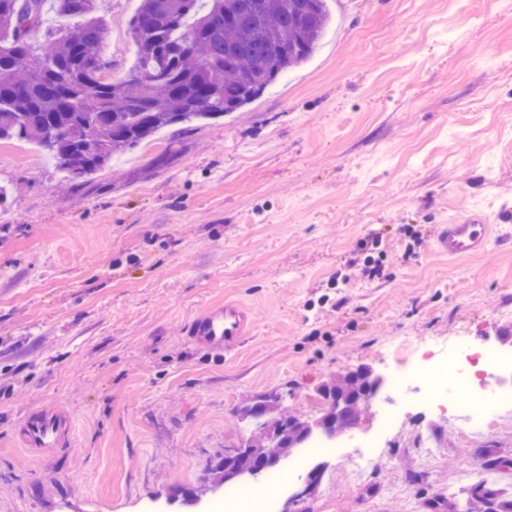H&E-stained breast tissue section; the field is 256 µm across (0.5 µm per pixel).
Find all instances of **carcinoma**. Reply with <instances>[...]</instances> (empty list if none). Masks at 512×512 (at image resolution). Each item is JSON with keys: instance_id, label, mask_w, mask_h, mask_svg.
<instances>
[{"instance_id": "cac0c4a2", "label": "carcinoma", "mask_w": 512, "mask_h": 512, "mask_svg": "<svg viewBox=\"0 0 512 512\" xmlns=\"http://www.w3.org/2000/svg\"><path fill=\"white\" fill-rule=\"evenodd\" d=\"M75 20L58 36L35 42L47 2ZM102 0H0V141L37 143L65 169L83 175L162 128L216 119L252 102L268 85L304 63L322 40L326 0H141L130 34L138 64L112 82L103 61ZM367 385L363 369L319 390L339 396L346 428L358 417ZM240 415L260 414L271 428L249 436L254 449L236 466L290 450L277 435L280 406L263 397ZM512 512V493L492 485L469 490L463 512Z\"/></svg>"}]
</instances>
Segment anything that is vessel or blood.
Here are the masks:
<instances>
[{
    "instance_id": "vessel-or-blood-1",
    "label": "vessel or blood",
    "mask_w": 512,
    "mask_h": 512,
    "mask_svg": "<svg viewBox=\"0 0 512 512\" xmlns=\"http://www.w3.org/2000/svg\"><path fill=\"white\" fill-rule=\"evenodd\" d=\"M489 230L488 217L484 213L462 214L443 227L436 245L451 257L470 255L484 247ZM246 325L242 307L217 304L189 322L187 336L194 346L227 352L238 344ZM73 435L74 427L68 415L59 410L38 409L23 419L20 442L32 450L52 453L67 446Z\"/></svg>"
}]
</instances>
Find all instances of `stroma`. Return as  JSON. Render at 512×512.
<instances>
[{"label":"stroma","mask_w":512,"mask_h":512,"mask_svg":"<svg viewBox=\"0 0 512 512\" xmlns=\"http://www.w3.org/2000/svg\"><path fill=\"white\" fill-rule=\"evenodd\" d=\"M139 4L100 13L116 82ZM327 7L319 49L253 102L77 189L37 144L0 142V512H156L178 487L201 501L175 512H212L244 400L279 391L316 419L318 387L361 366L385 378L461 339L512 357V0ZM469 208L495 218L485 249L436 253ZM226 300L252 319L239 347L189 344L190 318ZM54 404L76 431L48 462L16 440ZM466 427L404 397L361 472L357 449L318 454L334 482L295 506L273 489L277 508L449 512L473 469L512 482V408Z\"/></svg>","instance_id":"35a3bbf8"}]
</instances>
